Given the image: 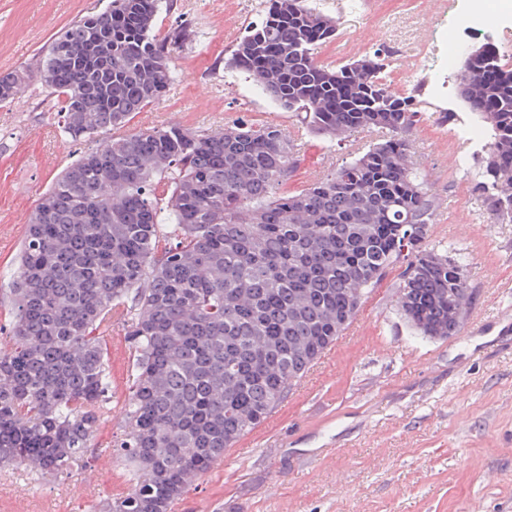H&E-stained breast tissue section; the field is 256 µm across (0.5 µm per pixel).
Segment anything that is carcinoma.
<instances>
[{
  "label": "carcinoma",
  "mask_w": 512,
  "mask_h": 512,
  "mask_svg": "<svg viewBox=\"0 0 512 512\" xmlns=\"http://www.w3.org/2000/svg\"><path fill=\"white\" fill-rule=\"evenodd\" d=\"M168 0H109L72 22L31 66L0 76V105L31 75L61 100L68 163L29 215L15 271L12 335L0 347V463L70 472L110 392L104 336L125 313L132 381L114 453L135 481L104 512H171L343 334L367 291L404 264L396 305L421 335L458 334L467 269L424 248L440 208L410 162L418 101L383 82L387 52L316 61L336 21L304 0H268L224 59L328 141L389 136L293 194L294 165L273 125H171L114 136L161 99L188 39L155 33ZM457 95L489 135L472 191L512 223V68L485 45Z\"/></svg>",
  "instance_id": "carcinoma-1"
}]
</instances>
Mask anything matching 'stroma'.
I'll return each mask as SVG.
<instances>
[{
  "instance_id": "1",
  "label": "stroma",
  "mask_w": 512,
  "mask_h": 512,
  "mask_svg": "<svg viewBox=\"0 0 512 512\" xmlns=\"http://www.w3.org/2000/svg\"><path fill=\"white\" fill-rule=\"evenodd\" d=\"M107 2L0 0V73L33 62L54 34ZM326 13L338 34L319 47L318 62L386 48L391 89L423 108L407 136L412 163L440 201L425 246L466 263L469 329L420 335L395 304L401 270H388L332 348L172 512H512V335L498 333L512 318V223L495 222L471 193L474 161L462 138L477 123L468 108L453 91L430 98L423 74L407 72L444 17L437 0H331ZM263 17L253 0H172L156 31L180 24L191 41L175 56L165 96L134 114L125 133L173 124L210 131L242 117L276 125L296 144L288 193L384 139L381 130L339 143L316 137L244 74L225 70L226 54ZM62 126L59 101L36 81L0 106V341L14 321L9 290L27 219L61 168L96 145L72 141ZM106 343L110 412L83 467L38 481L25 467H0V512H101L128 493V468L112 455L134 362L126 325L113 324Z\"/></svg>"
}]
</instances>
